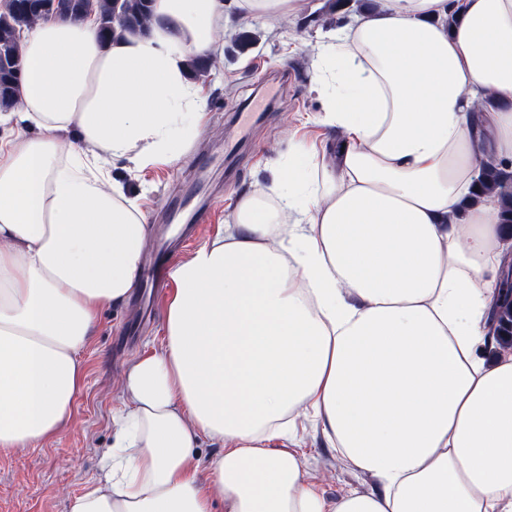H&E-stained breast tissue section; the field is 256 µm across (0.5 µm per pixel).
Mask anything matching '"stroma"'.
<instances>
[{"mask_svg": "<svg viewBox=\"0 0 512 512\" xmlns=\"http://www.w3.org/2000/svg\"><path fill=\"white\" fill-rule=\"evenodd\" d=\"M326 0H301L296 16L272 25L245 20L233 8L224 12L218 32L221 51L202 80L204 113L196 137L173 163L146 167L113 160L112 177L137 197L149 226V243H171L174 262L191 257L220 226L234 223L235 205L244 196L272 190L288 167L296 143H303L316 165H335V145L344 130L323 122V88L318 45L322 35L340 29L323 14ZM253 35L246 48L233 44L240 33ZM308 57L306 71L298 60ZM195 192L207 217L201 227L169 236V207ZM169 288L153 302L143 333L119 345L138 295L104 307L89 344L79 357L85 367L81 391L69 419L57 433L26 448L0 449V512H67V495L85 491L98 474L102 451L112 443V414L122 402L119 381L132 360L158 351ZM271 450L304 455L311 482L327 496L356 488L370 491L373 478L358 468H333L334 457L321 422L301 414L293 442L272 441Z\"/></svg>", "mask_w": 512, "mask_h": 512, "instance_id": "35a3bbf8", "label": "stroma"}]
</instances>
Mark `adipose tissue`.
Listing matches in <instances>:
<instances>
[{
    "instance_id": "obj_1",
    "label": "adipose tissue",
    "mask_w": 512,
    "mask_h": 512,
    "mask_svg": "<svg viewBox=\"0 0 512 512\" xmlns=\"http://www.w3.org/2000/svg\"><path fill=\"white\" fill-rule=\"evenodd\" d=\"M224 6L154 0L147 35L108 44L92 18L24 33L0 119V449L57 432L100 309L135 287L147 226L106 164L177 160L204 107L187 62L219 51ZM320 68L339 170L297 147L274 196L240 199L176 266L163 347L123 376L101 474L68 512H512V354L482 356L501 209L462 206L481 153L512 160V0H381ZM300 410L376 491L327 496L269 450ZM203 437L223 450L202 473Z\"/></svg>"
}]
</instances>
